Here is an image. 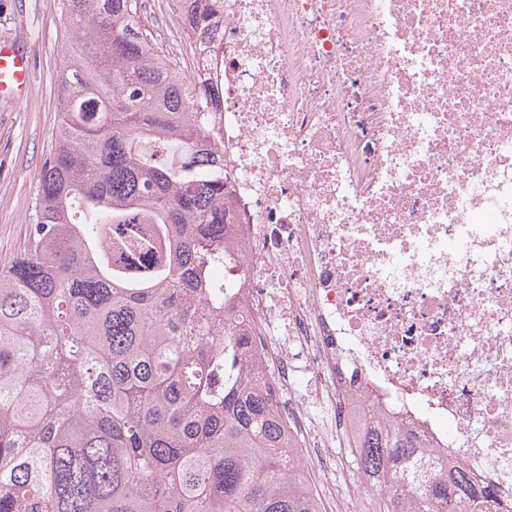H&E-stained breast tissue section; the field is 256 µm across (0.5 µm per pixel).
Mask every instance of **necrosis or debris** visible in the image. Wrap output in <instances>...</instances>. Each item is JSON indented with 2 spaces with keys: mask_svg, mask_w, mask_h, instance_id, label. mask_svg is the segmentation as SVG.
Masks as SVG:
<instances>
[{
  "mask_svg": "<svg viewBox=\"0 0 512 512\" xmlns=\"http://www.w3.org/2000/svg\"><path fill=\"white\" fill-rule=\"evenodd\" d=\"M181 37L224 297L302 458L404 424L512 512V0H221ZM217 1L219 0H194V2L198 4L193 16L196 28L189 35L200 39L209 37L211 34V28L208 19L217 7Z\"/></svg>",
  "mask_w": 512,
  "mask_h": 512,
  "instance_id": "necrosis-or-debris-1",
  "label": "necrosis or debris"
}]
</instances>
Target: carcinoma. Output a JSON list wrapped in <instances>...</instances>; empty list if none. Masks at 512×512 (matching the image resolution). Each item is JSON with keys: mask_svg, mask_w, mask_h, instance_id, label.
<instances>
[{"mask_svg": "<svg viewBox=\"0 0 512 512\" xmlns=\"http://www.w3.org/2000/svg\"><path fill=\"white\" fill-rule=\"evenodd\" d=\"M194 2L205 39L217 0ZM63 8L59 135L0 268V512H322L249 337L214 330L234 213L207 97L155 49L140 0ZM419 447L378 425L358 444L380 512H494L490 488L430 475Z\"/></svg>", "mask_w": 512, "mask_h": 512, "instance_id": "obj_1", "label": "carcinoma"}]
</instances>
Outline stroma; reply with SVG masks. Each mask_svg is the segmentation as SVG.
Wrapping results in <instances>:
<instances>
[{
  "label": "stroma",
  "mask_w": 512,
  "mask_h": 512,
  "mask_svg": "<svg viewBox=\"0 0 512 512\" xmlns=\"http://www.w3.org/2000/svg\"><path fill=\"white\" fill-rule=\"evenodd\" d=\"M62 0H0V42L30 47L32 79L23 98L0 96V263L23 248L42 164L58 132L56 77L70 38Z\"/></svg>",
  "instance_id": "obj_1"
}]
</instances>
